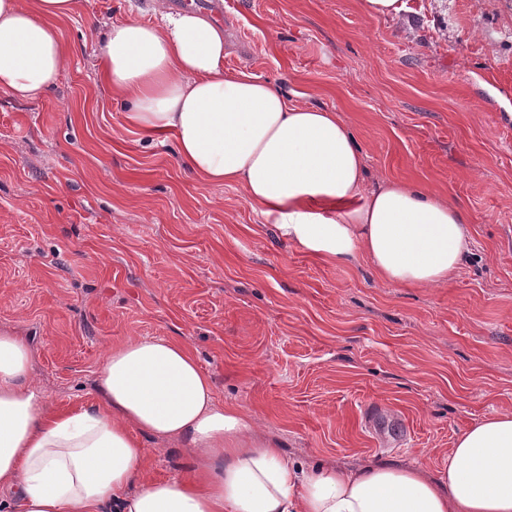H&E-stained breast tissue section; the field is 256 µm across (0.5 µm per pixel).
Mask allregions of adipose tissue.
Here are the masks:
<instances>
[{
	"label": "adipose tissue",
	"instance_id": "adipose-tissue-1",
	"mask_svg": "<svg viewBox=\"0 0 512 512\" xmlns=\"http://www.w3.org/2000/svg\"><path fill=\"white\" fill-rule=\"evenodd\" d=\"M74 0H0V91L33 101L56 82L65 50L54 26ZM108 86L131 99L128 121L170 132L206 185H237L308 253L364 256L394 284L448 281L470 226L458 208L387 180L369 189L336 112L294 104L276 83L225 73L224 30L199 12L112 24ZM30 351L0 333V492L18 512H512V414L457 436L440 480L380 462L305 473L280 449L243 441L246 417L218 404L208 374L169 338L113 349L99 367L100 404L49 415L26 378ZM204 449L209 469L141 478L140 436Z\"/></svg>",
	"mask_w": 512,
	"mask_h": 512
}]
</instances>
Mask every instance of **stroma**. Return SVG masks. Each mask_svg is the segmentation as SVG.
Listing matches in <instances>:
<instances>
[{"mask_svg":"<svg viewBox=\"0 0 512 512\" xmlns=\"http://www.w3.org/2000/svg\"><path fill=\"white\" fill-rule=\"evenodd\" d=\"M405 3L386 19L359 0H229L224 67L337 112L367 187L396 179L464 213L457 273L409 288L308 253L240 187L197 181L172 134L129 124L103 37L156 20L154 0H76L55 85L0 92V333L30 345L46 413L96 404L99 366L144 337L184 346L248 416L244 440L307 471L433 478L462 430L512 413V0ZM141 443L148 479L209 464Z\"/></svg>","mask_w":512,"mask_h":512,"instance_id":"1","label":"stroma"}]
</instances>
